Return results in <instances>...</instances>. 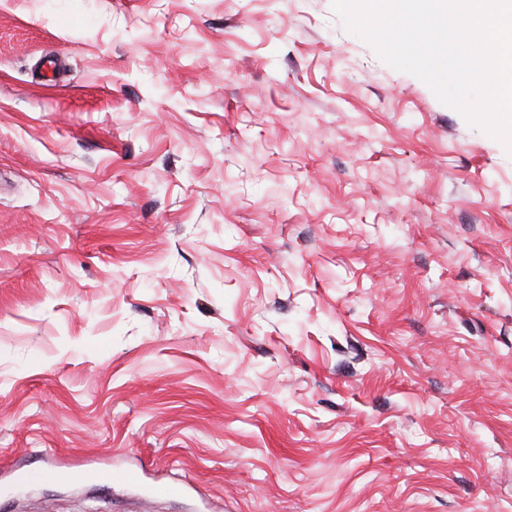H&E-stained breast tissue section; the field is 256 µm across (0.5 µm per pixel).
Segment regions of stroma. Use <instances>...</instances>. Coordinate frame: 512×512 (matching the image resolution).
<instances>
[{
  "mask_svg": "<svg viewBox=\"0 0 512 512\" xmlns=\"http://www.w3.org/2000/svg\"><path fill=\"white\" fill-rule=\"evenodd\" d=\"M0 512H512V153L330 0H0Z\"/></svg>",
  "mask_w": 512,
  "mask_h": 512,
  "instance_id": "1",
  "label": "stroma"
}]
</instances>
